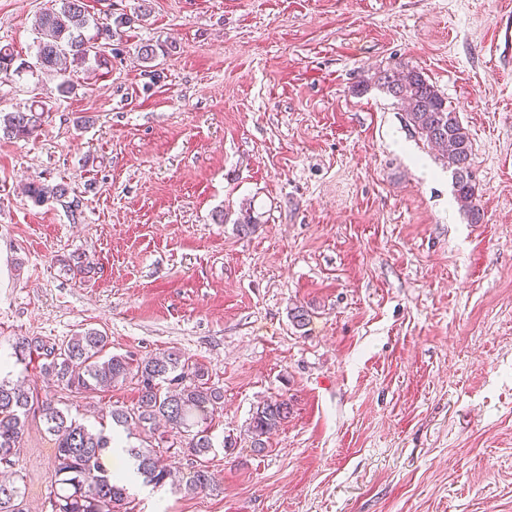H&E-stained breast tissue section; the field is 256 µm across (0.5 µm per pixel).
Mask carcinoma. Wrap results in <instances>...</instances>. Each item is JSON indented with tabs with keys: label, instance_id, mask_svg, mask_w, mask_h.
<instances>
[{
	"label": "carcinoma",
	"instance_id": "obj_1",
	"mask_svg": "<svg viewBox=\"0 0 512 512\" xmlns=\"http://www.w3.org/2000/svg\"><path fill=\"white\" fill-rule=\"evenodd\" d=\"M89 25L84 0H59V7L38 15L35 62L32 68L46 74L60 73L61 65L83 64L90 56L100 55L105 41L116 32L112 27H96L85 34ZM17 53L12 45L0 44V80L19 73ZM383 87L397 100L408 122L429 144L438 148L452 171L458 203L474 223L483 219L472 183L474 164L471 142L447 99L420 72L398 65L378 77ZM44 113L33 109L4 116L0 132L4 136L28 137L40 127ZM65 189L32 185L29 196L37 203ZM108 337L97 330L73 336L59 345H47L21 336L12 344L16 363L29 365L32 356L44 360L42 371L66 389L106 390L127 379L136 380L138 400L130 410L109 411L118 427L133 425L153 433L163 423L180 435L181 453L193 457L195 465L186 481L190 492H220L207 465V456L215 451L214 426L222 412L224 395L206 385L205 371L192 364L176 350L161 356H105ZM39 409L47 432L55 437L56 468L60 488L49 497L51 512H123L129 498L126 484L107 466L108 449L113 437L105 428L92 430L73 419L68 409L52 399L41 400L24 387L0 381V461L12 464L20 452L26 420L30 411ZM291 414L288 400L264 401L253 413L249 432L252 451L265 450L264 437L276 430ZM137 461V471L144 479L161 487L171 478L163 452L152 445L129 448ZM19 475L0 481V512H23L24 489Z\"/></svg>",
	"mask_w": 512,
	"mask_h": 512
}]
</instances>
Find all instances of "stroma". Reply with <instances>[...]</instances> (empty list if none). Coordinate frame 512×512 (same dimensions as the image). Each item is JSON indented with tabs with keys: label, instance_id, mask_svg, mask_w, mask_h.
Segmentation results:
<instances>
[{
	"label": "stroma",
	"instance_id": "35a3bbf8",
	"mask_svg": "<svg viewBox=\"0 0 512 512\" xmlns=\"http://www.w3.org/2000/svg\"><path fill=\"white\" fill-rule=\"evenodd\" d=\"M85 2L101 25L136 17L108 67L0 81L1 112L49 113L0 138V371L94 428L136 383L53 386L15 337L95 329L108 353L204 366L220 493L133 486L130 512H512V59L486 51L512 0ZM55 5L0 0V43L33 61ZM398 63L467 130L482 223L378 83ZM33 184L67 193L36 203ZM272 397L291 414L257 454ZM55 453L29 414V512ZM290 414L291 407L284 398L266 400L257 406L249 427L253 447L251 450L257 454L262 453L266 449L263 438L276 430Z\"/></svg>",
	"mask_w": 512,
	"mask_h": 512
}]
</instances>
